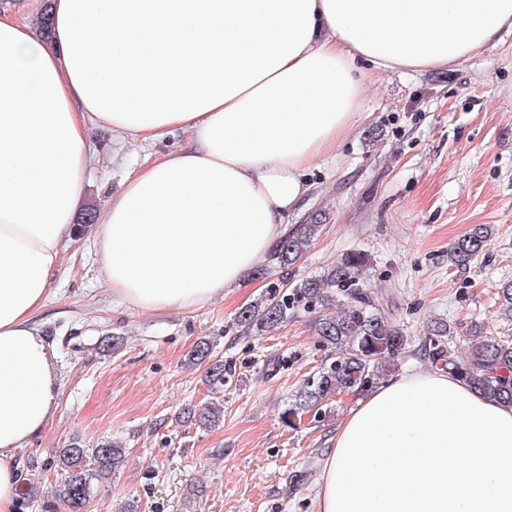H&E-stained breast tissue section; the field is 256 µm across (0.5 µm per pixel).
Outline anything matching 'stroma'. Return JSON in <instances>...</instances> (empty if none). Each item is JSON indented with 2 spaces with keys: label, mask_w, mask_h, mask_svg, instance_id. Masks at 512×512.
Masks as SVG:
<instances>
[{
  "label": "stroma",
  "mask_w": 512,
  "mask_h": 512,
  "mask_svg": "<svg viewBox=\"0 0 512 512\" xmlns=\"http://www.w3.org/2000/svg\"><path fill=\"white\" fill-rule=\"evenodd\" d=\"M366 81L353 134L305 171L310 190L284 218L325 216L295 276L366 253L365 281L409 338L396 373L426 370L431 322L450 324L459 355L472 326L512 336L498 296L512 281V28L462 65L371 70ZM90 144L84 205L100 214L131 172L186 141L175 133L144 145L97 130ZM476 224L494 225L493 239L469 267L449 265V248ZM93 233L86 226L66 245L34 317L52 344L59 395L45 429L17 452L23 485L39 491L19 512H45L58 480L48 463L75 438L126 449L86 512H123L131 501L137 512H317L324 458L356 396L333 395L288 424L295 391L329 361L308 314L264 336L246 333L235 318L269 285L254 276L203 305L139 311L107 286ZM112 336L119 349L103 352ZM201 339L224 362L223 391L187 360ZM213 402L224 409L219 426L179 421L182 409Z\"/></svg>",
  "instance_id": "obj_1"
}]
</instances>
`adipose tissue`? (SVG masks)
Here are the masks:
<instances>
[{"instance_id":"obj_1","label":"adipose tissue","mask_w":512,"mask_h":512,"mask_svg":"<svg viewBox=\"0 0 512 512\" xmlns=\"http://www.w3.org/2000/svg\"><path fill=\"white\" fill-rule=\"evenodd\" d=\"M51 32L0 12V512L16 452L58 397L32 317L76 232L90 133L187 144L112 194L94 232L143 311L231 293L287 230L302 173L354 130L374 70L461 64L512 0H50ZM318 512H512V404L442 371L368 389L323 465Z\"/></svg>"}]
</instances>
